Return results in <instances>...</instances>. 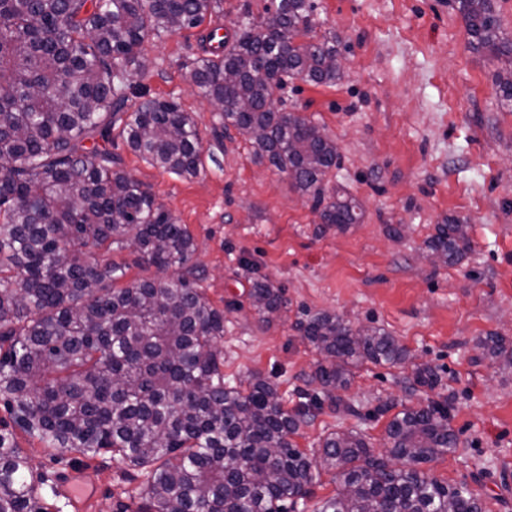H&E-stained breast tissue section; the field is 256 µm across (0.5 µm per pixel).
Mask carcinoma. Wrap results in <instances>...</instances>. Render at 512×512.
<instances>
[{
	"label": "carcinoma",
	"instance_id": "carcinoma-1",
	"mask_svg": "<svg viewBox=\"0 0 512 512\" xmlns=\"http://www.w3.org/2000/svg\"><path fill=\"white\" fill-rule=\"evenodd\" d=\"M216 0H0V402L12 423L58 451L109 453L141 479L134 509L116 512H288L307 498L323 466L339 488L317 512H483L466 483L450 484L420 465L458 448L448 400L406 408L387 425L388 457L354 430L333 432L312 456L292 440L327 405L354 412L333 391L353 368L403 364L390 333L354 327L330 313L300 323L321 356L312 391L292 410L277 384L247 387L224 377L216 345L224 312L199 277L139 278L120 287L128 266L100 267L96 250L131 241L138 266L183 268L196 251L187 227L155 205L152 190L107 148L116 123L127 147L149 164L197 175L203 147L195 120L174 100L148 97L131 112L127 75L143 70V43L193 28ZM313 0H272L255 22L244 10L231 38L212 46L191 72L219 112L221 128L248 135L256 153L320 210L321 223L358 220L355 201L328 196L336 143L312 120L274 106L285 81L333 85L336 40L313 34ZM474 49L512 63L491 0H457ZM512 101V68L496 75ZM247 102L250 108L239 109ZM429 255L447 264L471 249L465 225L440 224ZM249 297L265 323L286 301L257 281ZM504 358L505 341L482 343ZM413 383L434 388L429 366ZM13 433L0 430V512H50Z\"/></svg>",
	"mask_w": 512,
	"mask_h": 512
}]
</instances>
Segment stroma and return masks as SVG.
Masks as SVG:
<instances>
[{"instance_id": "1", "label": "stroma", "mask_w": 512, "mask_h": 512, "mask_svg": "<svg viewBox=\"0 0 512 512\" xmlns=\"http://www.w3.org/2000/svg\"><path fill=\"white\" fill-rule=\"evenodd\" d=\"M315 2L312 23L317 35L335 38L342 77L329 86L293 79L275 105L335 141L339 166L328 189L357 202V223L322 224L312 199L236 128L214 137L215 108L190 80L201 36L232 31L246 8L260 18L270 0H218L198 27L144 43L146 69L131 76L129 101L172 99L193 116L212 156L196 176L152 167L120 139L113 150L193 235L189 265L224 312L217 346L225 374L241 382L261 375L294 406L319 360L300 324L323 312L382 328L409 350L411 364L355 368L340 393L354 413L323 409L301 427L299 448L310 452L329 433L356 430L381 453L393 412L445 400L460 447L424 471L466 481L484 512H512V367L479 346L501 336L512 351V101L494 80L502 64L469 46L455 0ZM452 219L467 224L471 250L453 264L426 261V241ZM259 280L288 301L268 324L249 299ZM415 363L436 370L437 387L414 385ZM383 403L392 412L377 413ZM13 436L33 474H71L92 490L62 512H115L135 489L111 456L59 454L22 431Z\"/></svg>"}]
</instances>
